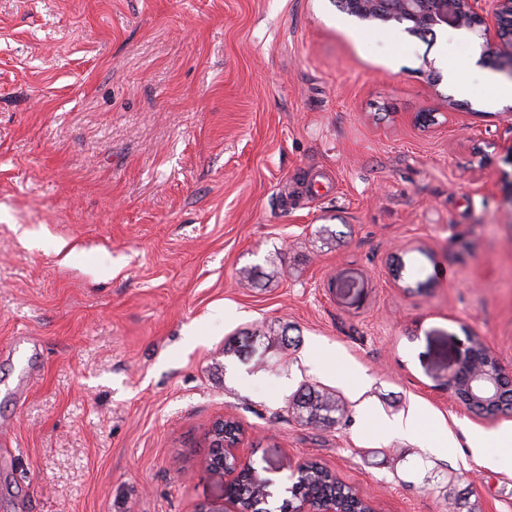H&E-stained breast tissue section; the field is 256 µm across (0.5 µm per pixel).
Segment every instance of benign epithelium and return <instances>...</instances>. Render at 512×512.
Segmentation results:
<instances>
[{
    "mask_svg": "<svg viewBox=\"0 0 512 512\" xmlns=\"http://www.w3.org/2000/svg\"><path fill=\"white\" fill-rule=\"evenodd\" d=\"M359 13L385 15L407 32L423 30L434 35L446 27L465 28L477 35L485 64L512 78V0H359ZM475 337L466 336L457 361L448 372V392L464 409L480 407V415L494 419L505 413L501 381L506 377L499 359L485 342L474 345ZM213 447L240 463V443L224 445V434ZM296 512H342L336 500L304 502Z\"/></svg>",
    "mask_w": 512,
    "mask_h": 512,
    "instance_id": "benign-epithelium-1",
    "label": "benign epithelium"
}]
</instances>
